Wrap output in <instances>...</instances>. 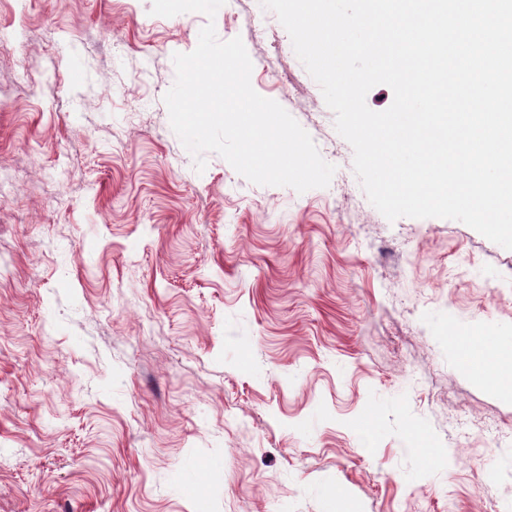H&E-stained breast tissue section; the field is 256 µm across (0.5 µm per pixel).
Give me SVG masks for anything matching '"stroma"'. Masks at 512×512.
Instances as JSON below:
<instances>
[{"label": "stroma", "instance_id": "obj_1", "mask_svg": "<svg viewBox=\"0 0 512 512\" xmlns=\"http://www.w3.org/2000/svg\"><path fill=\"white\" fill-rule=\"evenodd\" d=\"M151 5L0 0V512H512V452L455 432L512 434V393L451 341L500 332L512 364V250L387 220L260 0L217 37L336 171H196L164 96L210 20Z\"/></svg>", "mask_w": 512, "mask_h": 512}]
</instances>
